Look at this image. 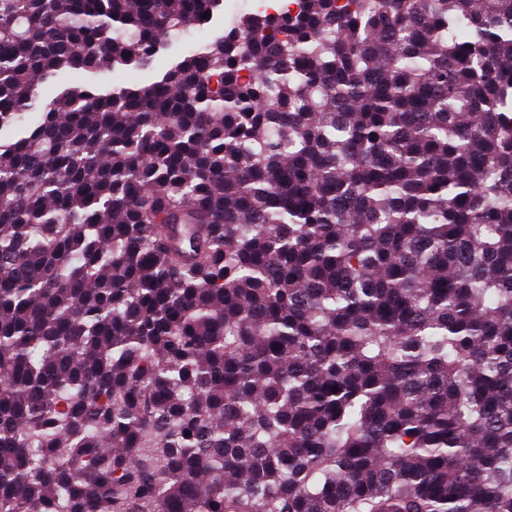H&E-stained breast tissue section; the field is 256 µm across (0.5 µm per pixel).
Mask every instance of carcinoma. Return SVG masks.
<instances>
[{
  "instance_id": "carcinoma-1",
  "label": "carcinoma",
  "mask_w": 512,
  "mask_h": 512,
  "mask_svg": "<svg viewBox=\"0 0 512 512\" xmlns=\"http://www.w3.org/2000/svg\"><path fill=\"white\" fill-rule=\"evenodd\" d=\"M0 0V512H512V0ZM234 0H223L220 9L214 12L213 19L211 16L204 18V15L194 24L191 25L186 32H190L193 30L196 33L204 32V28L207 23H210L207 30L204 33V40L202 41L199 36L196 39L190 40L185 35L172 40L169 44L159 52L157 55V60L154 63L152 69L149 70H139V71H130L128 69H117L112 72H105L95 75L93 77H88L82 74L73 75L72 78L81 82H93L101 87H112V86H126L131 82H136L140 84H149L153 81L159 79V77L170 67L173 62H176L182 59L184 56L189 55L191 52L197 50L201 44L214 40L224 34V29H226L234 17V15L240 13L241 11H245L238 18H242L243 16L252 13L256 10L258 6V0H250V6L246 9H236L232 2ZM255 1V2H254Z\"/></svg>"
}]
</instances>
